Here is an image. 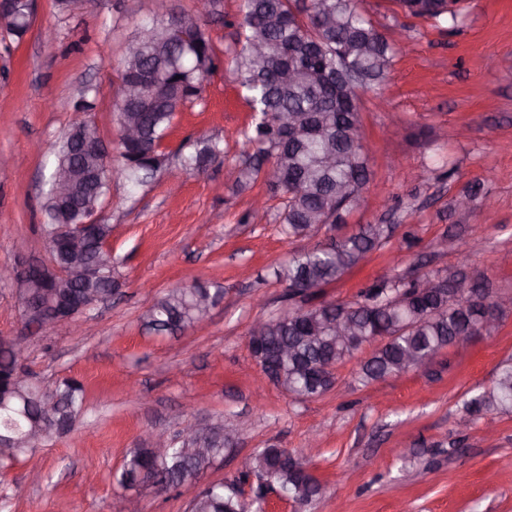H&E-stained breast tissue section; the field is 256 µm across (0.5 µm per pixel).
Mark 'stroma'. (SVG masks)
I'll list each match as a JSON object with an SVG mask.
<instances>
[{"label": "stroma", "instance_id": "35a3bbf8", "mask_svg": "<svg viewBox=\"0 0 512 512\" xmlns=\"http://www.w3.org/2000/svg\"><path fill=\"white\" fill-rule=\"evenodd\" d=\"M389 41L405 40L385 82L360 92V135L371 178L347 230L388 224L370 253L321 299L352 302L389 276L442 275L467 266L493 293L512 295V0H461L457 21L410 15L399 0H362ZM155 0H73L59 14L38 0L24 39L0 34V266L49 259L42 206L56 149L81 100L111 157L125 42ZM208 28L221 60L202 99L177 114L162 145L163 168L142 187L112 184L97 209L111 225L110 301L91 312L95 331L59 325L29 332L17 284L0 282V338L23 336L24 368L43 387L73 379L84 389L74 431L42 440L34 457L0 471V512H116L126 455L153 432L174 435L207 419L242 427L238 446L197 480L167 492L137 488L142 512H189L209 484L237 480L256 449L299 455L327 493L307 512H512V414L472 415L464 401L512 362V310L493 336L442 349L426 365L369 385L357 378L371 346L339 365L332 390L299 403L267 385L248 331L290 308L275 275L291 255L326 241L320 229L289 237L282 199L257 180L239 192L227 167L251 153L242 130L252 112L233 74L239 0H221ZM54 29L53 41L41 33ZM215 136L222 154L203 173L184 170L180 147ZM482 182L495 201L455 208ZM460 235L465 255L442 250ZM219 284L208 325L177 335L146 330L142 316L174 287Z\"/></svg>", "mask_w": 512, "mask_h": 512}]
</instances>
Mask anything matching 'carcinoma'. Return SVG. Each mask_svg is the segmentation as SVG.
I'll return each instance as SVG.
<instances>
[{
  "label": "carcinoma",
  "instance_id": "1",
  "mask_svg": "<svg viewBox=\"0 0 512 512\" xmlns=\"http://www.w3.org/2000/svg\"><path fill=\"white\" fill-rule=\"evenodd\" d=\"M237 43L234 50L236 79L254 112L251 126L242 132L255 146L232 171L233 187L242 191L270 162L279 173L270 190L283 198L282 223L288 235L305 237L323 226L340 229L344 215L356 206L369 182L368 157L359 135L357 91L370 89L387 77L398 47L389 43L359 7V0H240ZM173 13L158 11L136 26L128 44L138 45L135 57L124 56L121 85L148 76L156 81L151 97L134 101L125 95L117 103V123L127 116L136 118L140 136L121 138L120 162L102 160L101 168L114 170L133 186H143L161 166L163 142L175 114L201 98L200 84L219 67L208 21L195 24L188 39H150L147 34L167 31ZM295 77L282 82L283 67ZM192 152L183 157L184 166L199 171L200 163L215 162L221 149L211 137L200 136L190 143ZM80 164L77 144L63 138L56 167ZM107 177L84 178L76 182L70 208L94 209L109 188ZM48 223L65 220L62 207L52 197L45 200ZM386 224H363L351 234L294 253L288 264L275 271L286 282L288 296L299 299L293 310L262 322L265 345L270 353L288 349L285 363L272 361L274 385L297 401L317 398L330 391L336 379L324 376L315 367L327 360L344 362L352 355L349 345L338 340L329 323L336 318L350 321L362 342L376 346L359 368L363 384L383 380L410 368L425 365L440 350L483 334L481 322L486 311L496 305L487 284L476 283L475 295L455 301L451 292L425 291L432 280L453 285L462 272L445 276L426 274L407 282L393 276L359 292V299L346 303L313 302L322 288L340 279L363 261L367 254L387 244ZM220 299V293L204 286L172 288L157 297L143 315L144 326L155 333L176 334L196 324V306L202 296ZM49 392L30 383L0 397L7 405L26 409L34 420L41 417V403ZM59 406L48 419L64 414L75 423L84 402L82 385L73 379L55 389ZM467 412L498 411L512 414V365L504 366L491 388L464 403ZM36 447V441L14 448H0V468ZM224 454V449L208 439L200 441L196 452L185 459L178 449L157 455L149 448H136L126 457L120 483L128 489L139 487L138 478L151 473L176 488L197 479ZM264 476L279 490L305 503L321 499L326 485L301 468L285 469L275 448L257 451ZM191 512H249L232 487L217 486L213 494L193 500Z\"/></svg>",
  "mask_w": 512,
  "mask_h": 512
}]
</instances>
